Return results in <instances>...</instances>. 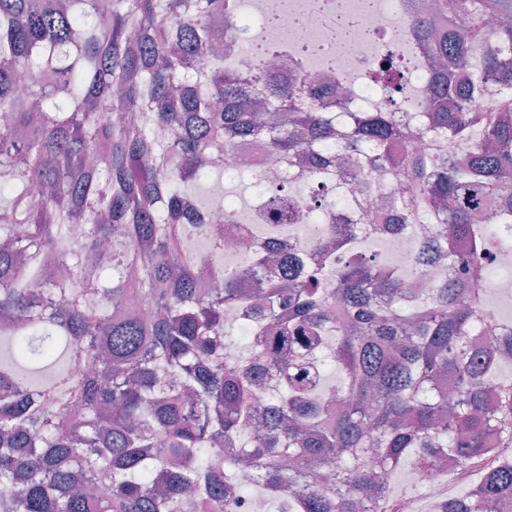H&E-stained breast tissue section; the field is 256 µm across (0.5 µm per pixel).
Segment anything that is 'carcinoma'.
I'll list each match as a JSON object with an SVG mask.
<instances>
[{"label":"carcinoma","instance_id":"obj_1","mask_svg":"<svg viewBox=\"0 0 512 512\" xmlns=\"http://www.w3.org/2000/svg\"><path fill=\"white\" fill-rule=\"evenodd\" d=\"M474 2L496 18L499 50L473 68L484 33L459 25L468 0H438L447 27L421 49L444 65L418 133L396 112L338 122L313 87L224 68L209 23L224 0H0V337L11 343L0 359V512H234L258 493L278 512H385L370 459L394 472L446 453L488 466L436 512L512 504V461L499 454L512 448V377L502 374L512 331L496 349L472 338L475 321L497 318L479 248L512 224V0ZM487 80L499 93L470 110ZM478 129L487 146L448 159V139ZM411 136L419 148L392 155ZM245 138L299 165L341 146L333 176L355 183L372 235L381 225L366 185L381 172L399 187L389 207L405 224L434 214L447 250L398 272L367 251L343 255L333 227L315 235L308 278L252 296L231 269L212 287L190 254L210 208L196 187ZM15 224L23 237L11 238ZM260 225L280 251L245 263L278 268L284 224ZM444 261L461 281L402 293V279L418 283ZM148 297L160 316L132 309ZM234 305L261 337L236 359L224 355L237 346L225 319ZM331 337L344 371L334 385L319 357ZM23 363L54 371L35 381ZM266 372L279 394L249 435ZM445 376L449 400L434 390ZM243 469L255 484L239 481ZM317 471L322 487L308 483Z\"/></svg>","mask_w":512,"mask_h":512}]
</instances>
